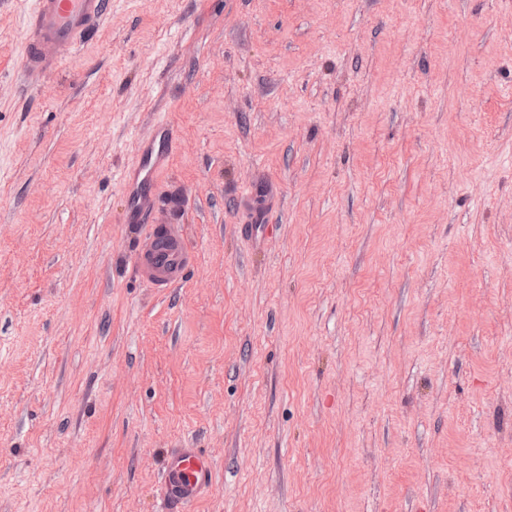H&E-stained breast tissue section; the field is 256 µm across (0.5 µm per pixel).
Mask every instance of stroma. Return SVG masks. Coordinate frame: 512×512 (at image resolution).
<instances>
[{
	"instance_id": "1",
	"label": "stroma",
	"mask_w": 512,
	"mask_h": 512,
	"mask_svg": "<svg viewBox=\"0 0 512 512\" xmlns=\"http://www.w3.org/2000/svg\"><path fill=\"white\" fill-rule=\"evenodd\" d=\"M23 38L0 512H157L184 440L186 512H512V0H114L28 100ZM150 112L198 256L162 295L119 180ZM214 463L200 448L178 445L163 464L159 512H173L197 501L212 483Z\"/></svg>"
}]
</instances>
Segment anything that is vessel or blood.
<instances>
[{
	"instance_id": "b4317fda",
	"label": "vessel or blood",
	"mask_w": 512,
	"mask_h": 512,
	"mask_svg": "<svg viewBox=\"0 0 512 512\" xmlns=\"http://www.w3.org/2000/svg\"><path fill=\"white\" fill-rule=\"evenodd\" d=\"M21 64L14 80L34 93L63 64L75 61L83 44L112 16V0H27ZM174 129L166 119L151 123L139 138L132 163L121 174L127 199L125 221L146 225L135 254L138 279L164 293L185 279L195 256L186 244L180 199L161 200L159 185L174 151ZM214 463L201 449H171L163 464L158 512H178L197 501L212 483Z\"/></svg>"
}]
</instances>
